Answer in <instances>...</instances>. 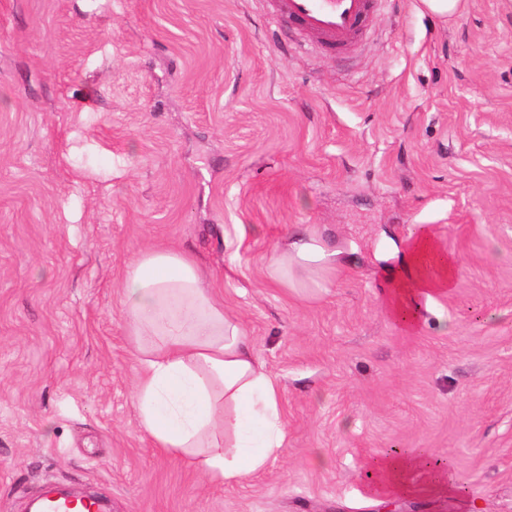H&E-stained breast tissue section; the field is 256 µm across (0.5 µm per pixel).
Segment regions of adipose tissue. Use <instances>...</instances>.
Wrapping results in <instances>:
<instances>
[{
    "mask_svg": "<svg viewBox=\"0 0 512 512\" xmlns=\"http://www.w3.org/2000/svg\"><path fill=\"white\" fill-rule=\"evenodd\" d=\"M349 262L312 233L293 238L271 268L288 285L296 270L321 278ZM455 278V259L429 227H419L388 273L386 310L414 328ZM122 306L136 343L134 405L154 446L215 484L239 483L264 470L286 440L281 388L195 258L170 249L143 252L125 274ZM365 477L382 502L432 497L452 502L457 512L476 510L451 466L440 465L427 448L382 453Z\"/></svg>",
    "mask_w": 512,
    "mask_h": 512,
    "instance_id": "1",
    "label": "adipose tissue"
}]
</instances>
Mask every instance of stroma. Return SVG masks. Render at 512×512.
<instances>
[{
	"instance_id": "1",
	"label": "stroma",
	"mask_w": 512,
	"mask_h": 512,
	"mask_svg": "<svg viewBox=\"0 0 512 512\" xmlns=\"http://www.w3.org/2000/svg\"><path fill=\"white\" fill-rule=\"evenodd\" d=\"M419 224L456 281L408 331L375 255ZM312 229L351 264L275 282ZM151 247L196 257L282 387L285 446L241 483L140 426L121 283ZM390 448L512 512V0H382L345 55L268 0H0V512L49 483L112 512H374Z\"/></svg>"
}]
</instances>
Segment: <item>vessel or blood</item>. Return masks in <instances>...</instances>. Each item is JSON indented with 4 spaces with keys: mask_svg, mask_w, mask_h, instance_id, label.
I'll return each instance as SVG.
<instances>
[{
    "mask_svg": "<svg viewBox=\"0 0 512 512\" xmlns=\"http://www.w3.org/2000/svg\"><path fill=\"white\" fill-rule=\"evenodd\" d=\"M379 0H271L277 20L309 32L330 52L354 48L374 16ZM94 499L50 495L43 512H99Z\"/></svg>",
    "mask_w": 512,
    "mask_h": 512,
    "instance_id": "1",
    "label": "vessel or blood"
}]
</instances>
